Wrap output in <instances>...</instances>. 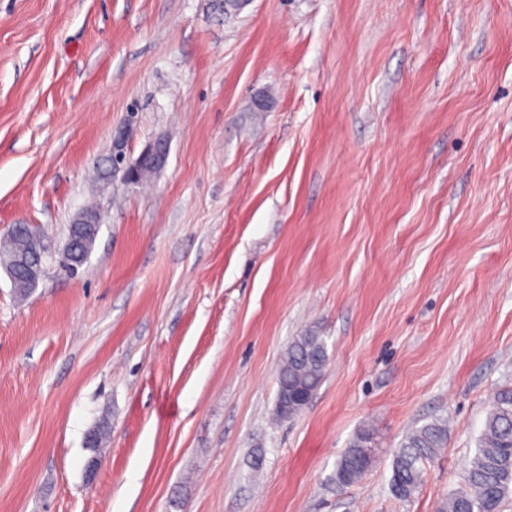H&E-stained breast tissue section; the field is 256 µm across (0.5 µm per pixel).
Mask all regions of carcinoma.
<instances>
[{"label":"carcinoma","mask_w":512,"mask_h":512,"mask_svg":"<svg viewBox=\"0 0 512 512\" xmlns=\"http://www.w3.org/2000/svg\"><path fill=\"white\" fill-rule=\"evenodd\" d=\"M40 246L26 230L9 236L0 247L3 268L26 297L37 286L30 279L29 268L37 264ZM328 351L325 337L309 329L288 345L277 371V394L282 396L302 387L314 394L321 384ZM448 443V425L432 421L408 432L392 459L391 491L400 500L410 499L418 490L423 464ZM376 436L362 430L349 442L338 460L336 483H357L372 465ZM462 486L436 507V512H502L512 500V385L500 387L487 411L483 429L476 440L473 455L462 472Z\"/></svg>","instance_id":"obj_1"}]
</instances>
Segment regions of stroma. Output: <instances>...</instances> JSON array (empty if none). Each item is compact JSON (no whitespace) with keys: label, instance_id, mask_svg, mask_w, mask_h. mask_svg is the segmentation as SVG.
Listing matches in <instances>:
<instances>
[{"label":"stroma","instance_id":"1","mask_svg":"<svg viewBox=\"0 0 512 512\" xmlns=\"http://www.w3.org/2000/svg\"><path fill=\"white\" fill-rule=\"evenodd\" d=\"M121 127L167 164L105 187ZM91 202L81 274L20 300L0 269V512H435L461 487L512 383V0H0V237L62 246ZM310 328L325 376L274 421ZM434 419L448 446L399 500L393 453ZM78 215L81 217L80 223H79L80 225L72 226V227L76 228V230L74 232L75 235L83 236V234L87 233V231H86L87 229H84L83 227H90L91 234H94L97 227H98V231H99L100 224H101V216L97 211H95L94 217L86 214L85 217L83 218V215H84L83 211L80 212ZM96 236H97V233L94 234L92 237L84 238L77 250V254L82 255L84 252H91L93 244L96 239ZM327 344L324 336L316 330H306L296 336L288 345L277 371V401L275 414L280 420H288L294 415L288 405V413L279 402L278 395L284 396L288 391L290 397L293 389L302 387L313 396L321 384L328 362ZM376 447L373 431L365 429L358 432L336 464V483L341 486L357 483L372 465Z\"/></svg>","mask_w":512,"mask_h":512}]
</instances>
